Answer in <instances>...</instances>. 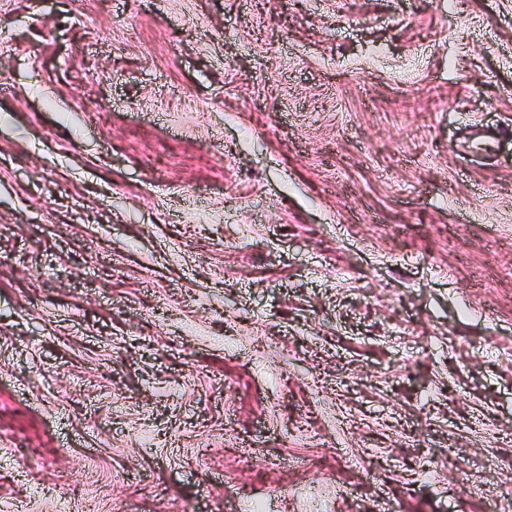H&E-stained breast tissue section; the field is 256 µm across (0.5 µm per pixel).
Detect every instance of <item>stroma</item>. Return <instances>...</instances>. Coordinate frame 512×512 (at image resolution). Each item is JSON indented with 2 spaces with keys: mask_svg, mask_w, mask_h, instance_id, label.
<instances>
[{
  "mask_svg": "<svg viewBox=\"0 0 512 512\" xmlns=\"http://www.w3.org/2000/svg\"><path fill=\"white\" fill-rule=\"evenodd\" d=\"M512 512V0H0V502Z\"/></svg>",
  "mask_w": 512,
  "mask_h": 512,
  "instance_id": "35a3bbf8",
  "label": "stroma"
}]
</instances>
